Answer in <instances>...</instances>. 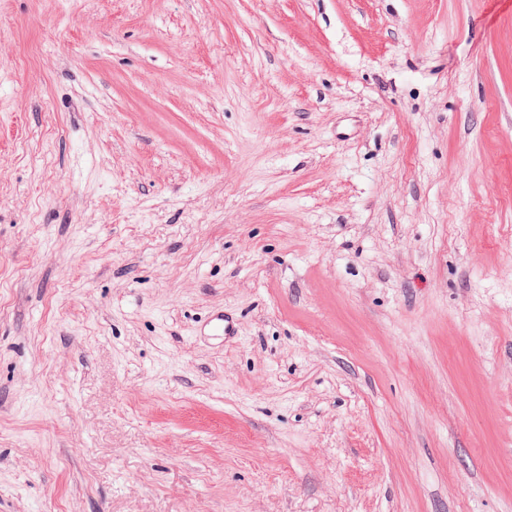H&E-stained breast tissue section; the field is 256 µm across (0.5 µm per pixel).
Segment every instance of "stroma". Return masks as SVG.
<instances>
[{
	"instance_id": "stroma-1",
	"label": "stroma",
	"mask_w": 512,
	"mask_h": 512,
	"mask_svg": "<svg viewBox=\"0 0 512 512\" xmlns=\"http://www.w3.org/2000/svg\"><path fill=\"white\" fill-rule=\"evenodd\" d=\"M0 512H512V0H0Z\"/></svg>"
}]
</instances>
